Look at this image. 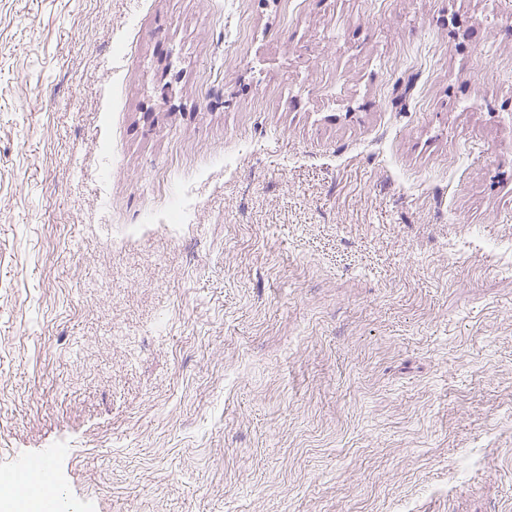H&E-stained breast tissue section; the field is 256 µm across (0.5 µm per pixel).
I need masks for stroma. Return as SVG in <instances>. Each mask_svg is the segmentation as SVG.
Returning a JSON list of instances; mask_svg holds the SVG:
<instances>
[{"instance_id":"35a3bbf8","label":"stroma","mask_w":512,"mask_h":512,"mask_svg":"<svg viewBox=\"0 0 512 512\" xmlns=\"http://www.w3.org/2000/svg\"><path fill=\"white\" fill-rule=\"evenodd\" d=\"M39 459L74 512H512V0H0Z\"/></svg>"}]
</instances>
